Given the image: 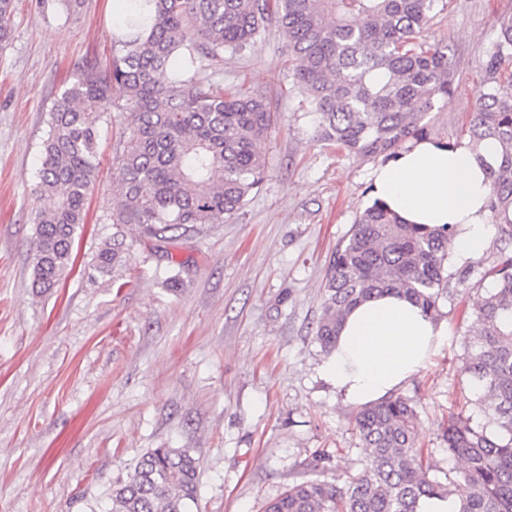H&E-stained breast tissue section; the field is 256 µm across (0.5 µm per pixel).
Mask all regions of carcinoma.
I'll use <instances>...</instances> for the list:
<instances>
[{
	"mask_svg": "<svg viewBox=\"0 0 512 512\" xmlns=\"http://www.w3.org/2000/svg\"><path fill=\"white\" fill-rule=\"evenodd\" d=\"M444 0H129L112 21L106 71L88 60L49 111L35 213L33 287H57L72 264L98 171L99 126L123 114L113 178L112 242L96 255L121 262L127 230L153 249L199 234L245 207L267 176L263 151L276 117L266 97L189 75L202 57L240 54L274 23L294 61L292 87L305 97L319 140L362 159L393 157L426 135L423 120L454 93L448 54L419 42ZM14 0H0V51L9 45ZM470 142L492 139L490 210L512 209V16L499 22L481 65ZM454 227L406 224L378 201L359 212L332 253L315 339L334 347L342 316L377 293L396 291L435 316L448 288ZM494 288L476 311L464 371L496 430L460 414L448 425V454L464 467L443 483L415 448L409 400L363 406L355 429L370 467L345 486L305 480L265 512H417L423 497L454 499L458 512H512V253L484 273ZM197 461L188 448H151L112 489L103 512H191Z\"/></svg>",
	"mask_w": 512,
	"mask_h": 512,
	"instance_id": "carcinoma-1",
	"label": "carcinoma"
}]
</instances>
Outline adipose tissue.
I'll use <instances>...</instances> for the list:
<instances>
[{
  "instance_id": "obj_1",
  "label": "adipose tissue",
  "mask_w": 512,
  "mask_h": 512,
  "mask_svg": "<svg viewBox=\"0 0 512 512\" xmlns=\"http://www.w3.org/2000/svg\"><path fill=\"white\" fill-rule=\"evenodd\" d=\"M499 153L493 141L475 148L417 138L374 168L371 194L406 223L454 226L448 253L466 260L486 249L492 224L512 222V211L495 216L489 208L487 168ZM447 334L408 298L381 294L346 314L321 377L346 403L381 401L428 366Z\"/></svg>"
}]
</instances>
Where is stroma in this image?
<instances>
[{"label": "stroma", "instance_id": "1", "mask_svg": "<svg viewBox=\"0 0 512 512\" xmlns=\"http://www.w3.org/2000/svg\"><path fill=\"white\" fill-rule=\"evenodd\" d=\"M446 3L424 41L447 49L455 92L424 125L428 137L456 143L468 137L480 66L512 0ZM117 11L113 0H83L76 16L62 0H15L0 52V512H102L113 485L164 446L198 460L196 512H264L307 479L344 485L369 455L355 406L320 377L314 328L330 257L373 202L376 162L318 140L276 28L254 50L196 71L261 94L276 111L268 176L243 211L157 253L133 243L122 266L100 271L123 122L111 113L74 265L51 293L32 287L33 220L46 204L34 173L48 113L86 60L108 65ZM503 251L512 230L496 224L482 254L449 260L439 301L448 334L397 391L417 411V445L441 480L461 466L444 437L451 417L487 422L463 357L491 287L484 272Z\"/></svg>", "mask_w": 512, "mask_h": 512}]
</instances>
